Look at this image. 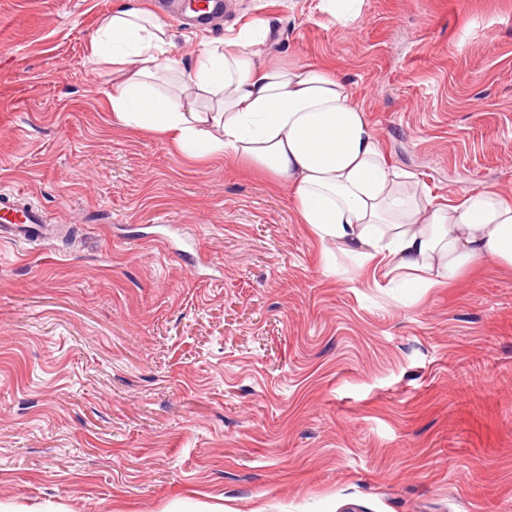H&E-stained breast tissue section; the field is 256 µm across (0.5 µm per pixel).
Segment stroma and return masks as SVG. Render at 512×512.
Segmentation results:
<instances>
[{
    "mask_svg": "<svg viewBox=\"0 0 512 512\" xmlns=\"http://www.w3.org/2000/svg\"><path fill=\"white\" fill-rule=\"evenodd\" d=\"M125 0H0V189L69 237L0 244V503L64 512H512V269L376 288L288 183L115 122L88 45ZM231 0L349 83L445 203L512 198V0ZM366 3V0H320L318 7L329 22L347 29L361 21Z\"/></svg>",
    "mask_w": 512,
    "mask_h": 512,
    "instance_id": "obj_1",
    "label": "stroma"
}]
</instances>
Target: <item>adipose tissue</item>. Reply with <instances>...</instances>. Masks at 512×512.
<instances>
[{
    "label": "adipose tissue",
    "mask_w": 512,
    "mask_h": 512,
    "mask_svg": "<svg viewBox=\"0 0 512 512\" xmlns=\"http://www.w3.org/2000/svg\"><path fill=\"white\" fill-rule=\"evenodd\" d=\"M170 44L135 0L100 23L89 58L112 69L118 123L187 158L226 155L288 181L300 223L387 282L405 274L414 288L449 287L487 259L512 268V199L482 188L435 204L415 174L390 165L331 68L264 61L248 28L206 43L187 72L170 63Z\"/></svg>",
    "instance_id": "ef3b65f1"
}]
</instances>
